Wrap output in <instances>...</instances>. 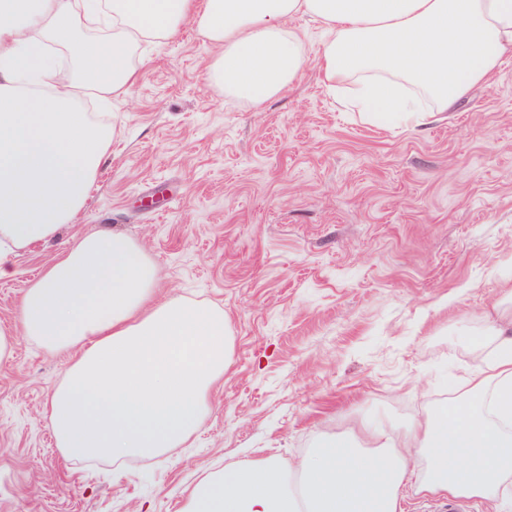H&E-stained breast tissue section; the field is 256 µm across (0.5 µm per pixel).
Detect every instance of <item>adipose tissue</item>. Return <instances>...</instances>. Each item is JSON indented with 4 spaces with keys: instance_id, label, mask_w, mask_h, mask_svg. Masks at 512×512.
Instances as JSON below:
<instances>
[{
    "instance_id": "adipose-tissue-1",
    "label": "adipose tissue",
    "mask_w": 512,
    "mask_h": 512,
    "mask_svg": "<svg viewBox=\"0 0 512 512\" xmlns=\"http://www.w3.org/2000/svg\"><path fill=\"white\" fill-rule=\"evenodd\" d=\"M295 18L323 31L316 51L289 27ZM188 27L214 50L210 78L255 110L310 56L364 121L413 129L512 62V0H0V278L75 222L112 153V126L88 119L81 92L125 96L140 44ZM158 286L153 258L105 228L67 242L26 290L20 333L0 328V362L21 337L79 349L44 409L67 458L155 456L208 411L229 360L224 312L159 298ZM483 334L491 349L448 406L402 429L366 427L359 446L325 440L293 469L269 457L208 474L184 512H396L410 481L502 512L512 504L511 289Z\"/></svg>"
}]
</instances>
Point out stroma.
Wrapping results in <instances>:
<instances>
[{"mask_svg":"<svg viewBox=\"0 0 512 512\" xmlns=\"http://www.w3.org/2000/svg\"><path fill=\"white\" fill-rule=\"evenodd\" d=\"M141 53L76 223L0 280V327L19 331L64 240L109 227L154 258L160 296L223 309L229 362L180 446L76 460L43 413L74 357L19 339L0 363V512H180L227 464L422 416L481 364L512 283V64L410 129L341 110L310 59L257 112L209 79L194 30Z\"/></svg>","mask_w":512,"mask_h":512,"instance_id":"1","label":"stroma"}]
</instances>
